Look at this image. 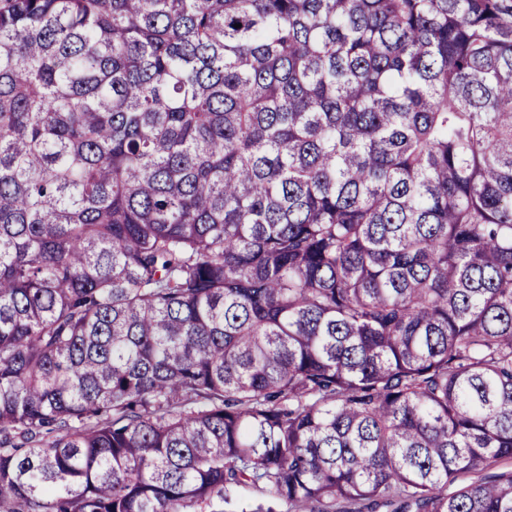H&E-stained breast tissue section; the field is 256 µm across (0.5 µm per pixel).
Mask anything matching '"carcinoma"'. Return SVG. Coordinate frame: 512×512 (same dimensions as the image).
<instances>
[{
    "label": "carcinoma",
    "instance_id": "1",
    "mask_svg": "<svg viewBox=\"0 0 512 512\" xmlns=\"http://www.w3.org/2000/svg\"><path fill=\"white\" fill-rule=\"evenodd\" d=\"M512 0H0V512H512Z\"/></svg>",
    "mask_w": 512,
    "mask_h": 512
}]
</instances>
